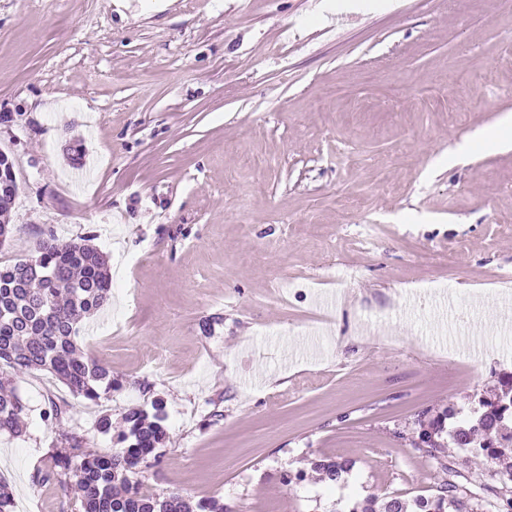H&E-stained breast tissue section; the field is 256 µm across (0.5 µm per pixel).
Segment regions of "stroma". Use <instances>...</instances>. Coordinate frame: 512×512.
<instances>
[{
	"label": "stroma",
	"mask_w": 512,
	"mask_h": 512,
	"mask_svg": "<svg viewBox=\"0 0 512 512\" xmlns=\"http://www.w3.org/2000/svg\"><path fill=\"white\" fill-rule=\"evenodd\" d=\"M0 0V150L19 194L0 264L92 237L114 282L78 340L117 386L92 404L9 378L13 512H77L34 482L62 433L165 403L144 490L237 512L431 495L394 436L512 373L484 313L512 275L506 0ZM470 319L475 353L449 357ZM66 407L59 422L51 406ZM350 458L333 484L310 469ZM306 470L301 482L284 474ZM25 415V407L17 394L0 381V433H22Z\"/></svg>",
	"instance_id": "obj_1"
}]
</instances>
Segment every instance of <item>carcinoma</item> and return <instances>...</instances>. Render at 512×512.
Masks as SVG:
<instances>
[{"mask_svg":"<svg viewBox=\"0 0 512 512\" xmlns=\"http://www.w3.org/2000/svg\"><path fill=\"white\" fill-rule=\"evenodd\" d=\"M10 167L0 153V210L12 199ZM112 282L106 256L96 246L60 243L54 236L41 239L35 256L0 265V365L19 374L46 371L70 392L91 403L112 392V371L88 356L78 342V324L108 301ZM25 407L17 394L0 384V433L20 434ZM448 413L432 417L424 410L414 422L410 445L435 460L447 479L436 493L411 501L392 497L384 503L356 499L336 512H512V470L500 485L481 482V474L464 471L454 460L435 454V435ZM512 420V375L503 381L493 401L478 400L456 419L448 437L458 448L487 459L512 454V433H502ZM164 406L133 408L124 416L126 429L117 435L119 447L98 455L83 452V440L64 435L61 447L51 450L49 470L37 472L35 483L56 480L77 490L79 512H235L224 502L193 500L178 493L142 490L136 480L140 464L158 460L157 450L167 438ZM349 460H318L313 468L330 482L350 469Z\"/></svg>","mask_w":512,"mask_h":512,"instance_id":"carcinoma-1","label":"carcinoma"}]
</instances>
